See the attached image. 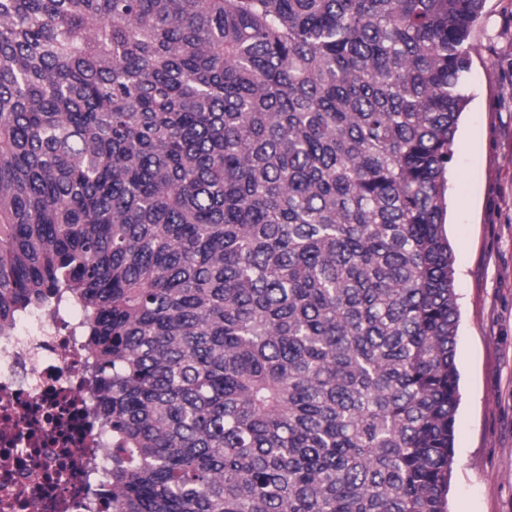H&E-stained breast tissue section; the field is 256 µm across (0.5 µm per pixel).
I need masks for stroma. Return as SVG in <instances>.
I'll return each instance as SVG.
<instances>
[{
  "label": "stroma",
  "instance_id": "1",
  "mask_svg": "<svg viewBox=\"0 0 512 512\" xmlns=\"http://www.w3.org/2000/svg\"><path fill=\"white\" fill-rule=\"evenodd\" d=\"M448 167L460 404L448 512H512V0H485Z\"/></svg>",
  "mask_w": 512,
  "mask_h": 512
}]
</instances>
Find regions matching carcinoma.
<instances>
[{"label": "carcinoma", "mask_w": 512, "mask_h": 512, "mask_svg": "<svg viewBox=\"0 0 512 512\" xmlns=\"http://www.w3.org/2000/svg\"><path fill=\"white\" fill-rule=\"evenodd\" d=\"M483 4L0 0V326L80 307L106 512H447Z\"/></svg>", "instance_id": "1"}]
</instances>
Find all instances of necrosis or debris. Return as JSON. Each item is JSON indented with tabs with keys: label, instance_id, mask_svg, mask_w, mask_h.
Returning <instances> with one entry per match:
<instances>
[{
	"label": "necrosis or debris",
	"instance_id": "4bbe7bcc",
	"mask_svg": "<svg viewBox=\"0 0 512 512\" xmlns=\"http://www.w3.org/2000/svg\"><path fill=\"white\" fill-rule=\"evenodd\" d=\"M73 304L0 328V504L10 512H103L112 457L93 410L91 356Z\"/></svg>",
	"mask_w": 512,
	"mask_h": 512
}]
</instances>
